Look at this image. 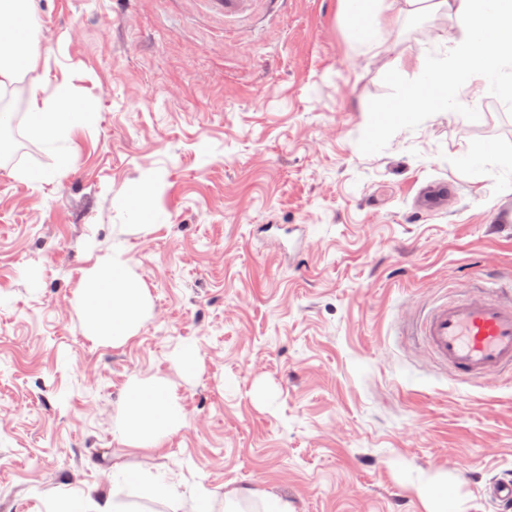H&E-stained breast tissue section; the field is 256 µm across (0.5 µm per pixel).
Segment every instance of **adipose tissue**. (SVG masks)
Instances as JSON below:
<instances>
[{
  "label": "adipose tissue",
  "mask_w": 512,
  "mask_h": 512,
  "mask_svg": "<svg viewBox=\"0 0 512 512\" xmlns=\"http://www.w3.org/2000/svg\"><path fill=\"white\" fill-rule=\"evenodd\" d=\"M350 29L366 28L361 47L381 48L400 19L429 14L455 28L459 36L444 52L416 58L418 69H430L435 96L405 92L393 104L402 114L435 112L449 96H462L475 80L489 81L502 67L512 68V0H363L353 12L352 0H338ZM38 0H0V103L22 107L32 138L53 147L67 140L88 118L72 101L67 82L47 89L41 71ZM79 305L85 330L98 341L121 345L135 335L150 314L142 282L127 260L116 257L95 265L84 277ZM184 421L169 383L161 377H132L115 423L117 436L133 448L158 445Z\"/></svg>",
  "instance_id": "1"
}]
</instances>
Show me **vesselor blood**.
Here are the masks:
<instances>
[{
	"instance_id": "vessel-or-blood-1",
	"label": "vessel or blood",
	"mask_w": 512,
	"mask_h": 512,
	"mask_svg": "<svg viewBox=\"0 0 512 512\" xmlns=\"http://www.w3.org/2000/svg\"><path fill=\"white\" fill-rule=\"evenodd\" d=\"M424 344L458 376L482 381L512 372V278L432 307L417 322ZM492 503L512 505V480L484 487Z\"/></svg>"
}]
</instances>
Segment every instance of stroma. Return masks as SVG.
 I'll return each mask as SVG.
<instances>
[{"label":"stroma","mask_w":512,"mask_h":512,"mask_svg":"<svg viewBox=\"0 0 512 512\" xmlns=\"http://www.w3.org/2000/svg\"><path fill=\"white\" fill-rule=\"evenodd\" d=\"M48 86L89 120L52 151L0 155V512L160 476L184 512H501L512 374L470 381L416 335L436 301L512 274V102L474 86L402 117L411 62L447 25L396 24L356 49L338 0H40ZM66 175L40 182L15 168ZM446 199L427 211V187ZM128 259L150 316L120 346L84 331L85 273ZM38 288H31V280ZM193 347L186 372L178 355ZM174 385L183 426L156 448L113 434L132 376ZM484 494L492 503L509 507L512 503V480L498 479L490 481L484 487Z\"/></svg>","instance_id":"1"}]
</instances>
